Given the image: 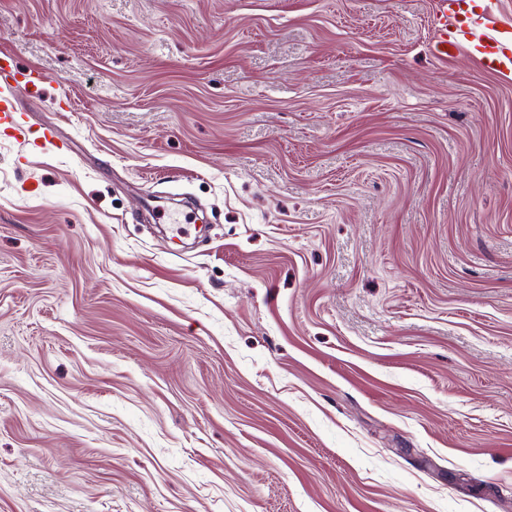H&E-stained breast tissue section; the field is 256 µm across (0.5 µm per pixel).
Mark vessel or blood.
Returning <instances> with one entry per match:
<instances>
[{"instance_id":"obj_1","label":"vessel or blood","mask_w":512,"mask_h":512,"mask_svg":"<svg viewBox=\"0 0 512 512\" xmlns=\"http://www.w3.org/2000/svg\"><path fill=\"white\" fill-rule=\"evenodd\" d=\"M493 0H437L435 29L443 51L476 54L482 67L494 73L512 71V27L492 9ZM37 83L29 71L16 66L13 58L0 60V128L9 138L38 150H67L69 144L52 128H34L19 108V99Z\"/></svg>"}]
</instances>
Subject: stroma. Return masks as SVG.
I'll use <instances>...</instances> for the list:
<instances>
[{
    "label": "stroma",
    "mask_w": 512,
    "mask_h": 512,
    "mask_svg": "<svg viewBox=\"0 0 512 512\" xmlns=\"http://www.w3.org/2000/svg\"><path fill=\"white\" fill-rule=\"evenodd\" d=\"M435 8L0 0L69 143L0 134V512H512V72Z\"/></svg>",
    "instance_id": "obj_1"
}]
</instances>
